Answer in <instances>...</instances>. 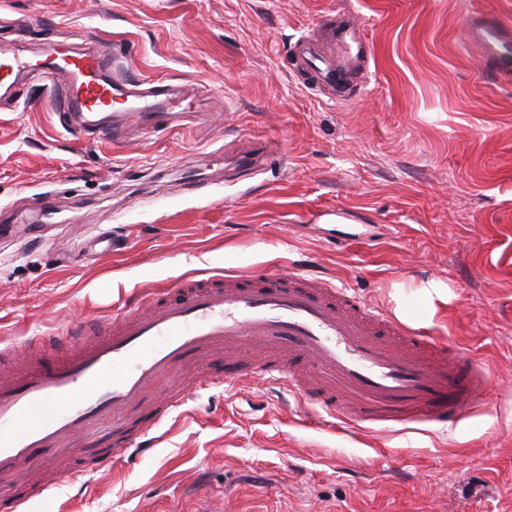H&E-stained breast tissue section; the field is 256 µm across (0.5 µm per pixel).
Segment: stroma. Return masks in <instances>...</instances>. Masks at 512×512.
Instances as JSON below:
<instances>
[{
	"instance_id": "obj_1",
	"label": "stroma",
	"mask_w": 512,
	"mask_h": 512,
	"mask_svg": "<svg viewBox=\"0 0 512 512\" xmlns=\"http://www.w3.org/2000/svg\"><path fill=\"white\" fill-rule=\"evenodd\" d=\"M485 0H0V48L68 32L120 80L184 86L123 141L58 118L65 74L0 98V342L125 310L180 279L294 271L446 337L486 373L449 429L366 432L259 378L209 388L150 449L28 512H512V75L461 31ZM374 47L346 97L297 45L342 14ZM443 289L430 300L427 282Z\"/></svg>"
}]
</instances>
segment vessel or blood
<instances>
[{"label":"vessel or blood","mask_w":512,"mask_h":512,"mask_svg":"<svg viewBox=\"0 0 512 512\" xmlns=\"http://www.w3.org/2000/svg\"><path fill=\"white\" fill-rule=\"evenodd\" d=\"M490 64L512 44V27L495 0L468 24ZM303 65L331 87L343 89L352 67L373 56L358 25L338 22L329 52L303 39ZM110 47L71 50L63 42L44 52L45 76L65 72L68 106L78 110L98 139L116 142L119 126L100 113L165 112L179 87L156 80L112 82ZM27 67L20 56L0 59V86L12 88ZM28 345L61 349L47 365H24L0 375V512H24L33 475L109 436L96 469L141 451L149 432L188 395L181 372L206 357L218 370L208 384L221 387L261 376L288 385L303 402L343 423L379 432L410 423H457L476 407L486 387L481 366L457 358L439 338L417 332L330 281L303 275L283 280L266 274L230 284L182 279L138 296L124 313L95 324L71 323L57 336H34ZM168 379L167 406L146 409V391Z\"/></svg>","instance_id":"vessel-or-blood-1"}]
</instances>
